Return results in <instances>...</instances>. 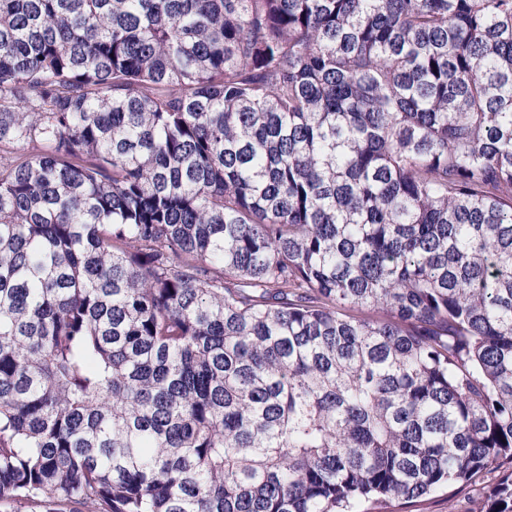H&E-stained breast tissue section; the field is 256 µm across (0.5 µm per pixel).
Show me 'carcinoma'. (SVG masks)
<instances>
[{
  "instance_id": "carcinoma-1",
  "label": "carcinoma",
  "mask_w": 512,
  "mask_h": 512,
  "mask_svg": "<svg viewBox=\"0 0 512 512\" xmlns=\"http://www.w3.org/2000/svg\"><path fill=\"white\" fill-rule=\"evenodd\" d=\"M506 464L512 0H0V512Z\"/></svg>"
}]
</instances>
